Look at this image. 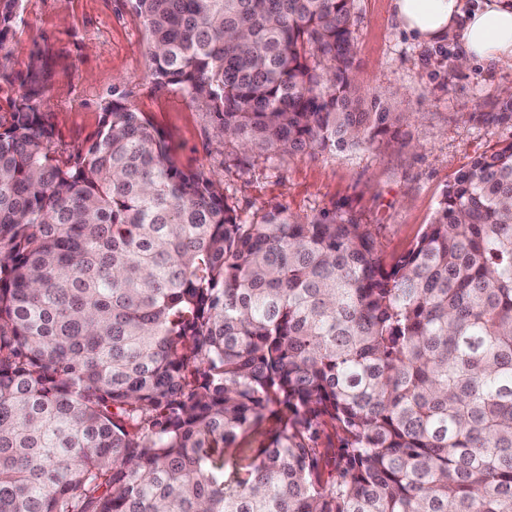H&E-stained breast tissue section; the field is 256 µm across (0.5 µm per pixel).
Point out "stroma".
<instances>
[{"label": "stroma", "mask_w": 512, "mask_h": 512, "mask_svg": "<svg viewBox=\"0 0 512 512\" xmlns=\"http://www.w3.org/2000/svg\"><path fill=\"white\" fill-rule=\"evenodd\" d=\"M22 8L10 51H0V70L11 76L0 86L1 117L20 91L31 55L50 50L44 110L58 153L86 147L103 106L121 95L159 130L181 168L217 182L246 224L272 203L301 217L336 210L369 225L391 259L431 222L459 170L512 140V123L470 118L512 87V66L457 67L453 39L428 43L407 35L394 0H354L352 31L361 89L405 117L398 144L272 156L239 152L202 101L156 83L145 54L148 31L132 0H23Z\"/></svg>", "instance_id": "obj_1"}]
</instances>
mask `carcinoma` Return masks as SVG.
Here are the masks:
<instances>
[{"mask_svg": "<svg viewBox=\"0 0 512 512\" xmlns=\"http://www.w3.org/2000/svg\"><path fill=\"white\" fill-rule=\"evenodd\" d=\"M133 2L156 82L242 150L398 140L354 0ZM45 67L0 121V512H512V141L388 263L342 213L242 223L119 98L58 155Z\"/></svg>", "mask_w": 512, "mask_h": 512, "instance_id": "1", "label": "carcinoma"}]
</instances>
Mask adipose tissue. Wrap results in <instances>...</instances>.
Wrapping results in <instances>:
<instances>
[{"mask_svg": "<svg viewBox=\"0 0 512 512\" xmlns=\"http://www.w3.org/2000/svg\"><path fill=\"white\" fill-rule=\"evenodd\" d=\"M395 6L403 28L418 39L452 37L460 67L512 64V0H481L474 7L465 0H395Z\"/></svg>", "mask_w": 512, "mask_h": 512, "instance_id": "obj_1", "label": "adipose tissue"}]
</instances>
